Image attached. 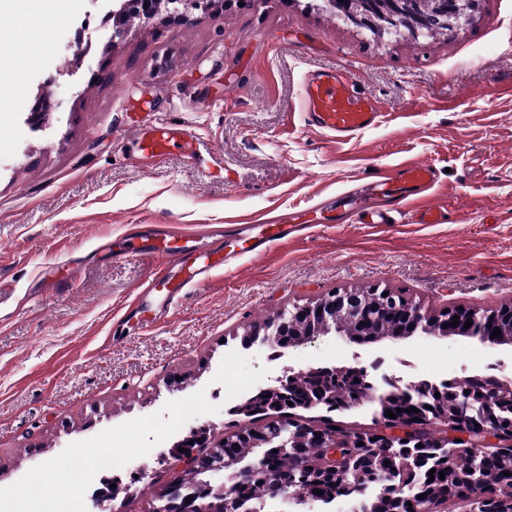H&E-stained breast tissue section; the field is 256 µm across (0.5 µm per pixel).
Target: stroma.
I'll list each match as a JSON object with an SVG mask.
<instances>
[{
  "instance_id": "1",
  "label": "stroma",
  "mask_w": 512,
  "mask_h": 512,
  "mask_svg": "<svg viewBox=\"0 0 512 512\" xmlns=\"http://www.w3.org/2000/svg\"><path fill=\"white\" fill-rule=\"evenodd\" d=\"M308 0L159 14L115 37L113 0H66L43 22L38 49L13 41L0 5V495L13 512H68L82 480L70 452L113 455L112 471L147 480L119 495L123 512H152L182 473L168 448L272 383L282 367L381 361L410 380L512 370V344L417 332L357 344L328 334L285 349L242 346L247 326L336 289L402 290L423 307L490 309L512 302V0L434 37L379 39ZM351 71L382 115L348 140L307 126L305 76ZM54 108L29 119L37 92ZM178 121L199 151L140 158L132 128ZM432 162L434 194L458 224L343 223L335 206L377 168ZM316 209L306 235L215 270L153 326L125 317L153 259L117 263L92 252L133 224L203 230L243 215ZM76 257L62 288L37 289L45 263ZM122 333L124 343L108 341Z\"/></svg>"
}]
</instances>
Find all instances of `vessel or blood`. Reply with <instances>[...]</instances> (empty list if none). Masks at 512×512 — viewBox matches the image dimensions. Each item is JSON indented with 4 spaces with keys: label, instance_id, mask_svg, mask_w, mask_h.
Returning a JSON list of instances; mask_svg holds the SVG:
<instances>
[{
    "label": "vessel or blood",
    "instance_id": "1",
    "mask_svg": "<svg viewBox=\"0 0 512 512\" xmlns=\"http://www.w3.org/2000/svg\"><path fill=\"white\" fill-rule=\"evenodd\" d=\"M304 109L309 124L345 139L374 126L378 108L374 101L357 91L349 72L344 69H323L309 73L304 80ZM128 140L141 157L160 158L180 151L195 158L198 138L188 125L157 122L129 132ZM435 183L431 165L411 162L375 177L371 197L348 199L350 211L362 224H389L395 212L411 213L416 224L450 222L447 206L429 194ZM246 233L238 237L241 253H265L271 245L286 243L297 230L312 228L306 214L295 216L294 223L282 217L248 218ZM225 240L217 238L215 246L200 249L191 233L170 225H160L147 235L130 236L119 248H106V260L117 262L136 255L158 258L147 282L139 287L136 298L152 321L167 318L188 289L202 286L210 274L225 262Z\"/></svg>",
    "mask_w": 512,
    "mask_h": 512
}]
</instances>
